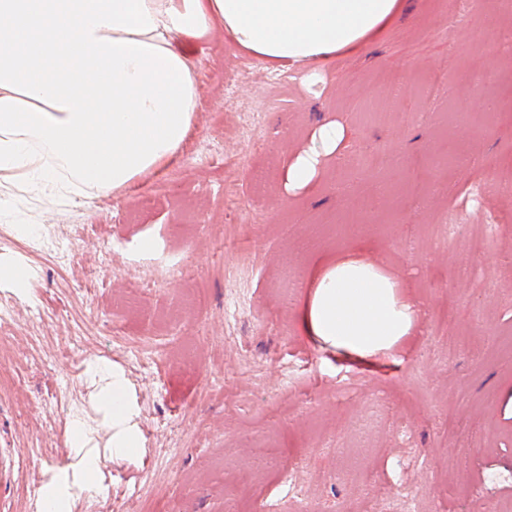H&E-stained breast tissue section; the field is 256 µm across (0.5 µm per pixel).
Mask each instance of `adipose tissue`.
Segmentation results:
<instances>
[{
    "label": "adipose tissue",
    "instance_id": "1",
    "mask_svg": "<svg viewBox=\"0 0 512 512\" xmlns=\"http://www.w3.org/2000/svg\"><path fill=\"white\" fill-rule=\"evenodd\" d=\"M399 0H0V171L43 195L81 187L115 193L177 155L194 125L197 66L173 44L223 31L238 49L302 70L306 84L336 55L391 22ZM344 138L340 124L314 131L286 166L285 187L303 190ZM395 279L358 259L310 280L298 310L306 336L360 357L394 346L422 309ZM102 401L112 451L137 455L141 440L120 372Z\"/></svg>",
    "mask_w": 512,
    "mask_h": 512
}]
</instances>
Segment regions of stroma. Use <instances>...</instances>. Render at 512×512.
Returning a JSON list of instances; mask_svg holds the SVG:
<instances>
[{
  "label": "stroma",
  "instance_id": "35a3bbf8",
  "mask_svg": "<svg viewBox=\"0 0 512 512\" xmlns=\"http://www.w3.org/2000/svg\"><path fill=\"white\" fill-rule=\"evenodd\" d=\"M192 59L195 126L156 172L81 203L0 178V512H38L40 488L79 474L87 452L104 491L71 512H225L230 498L240 512L512 503L503 0H400L389 27L312 86L220 33ZM332 122L342 148L288 194L287 160ZM479 184L491 209L471 201ZM451 212L460 230L448 240ZM347 257L419 297L417 335L359 358L304 334L310 272ZM20 266L31 276L18 283L8 271ZM91 362L128 381L137 456L112 453ZM74 420L81 451L68 443ZM255 448L273 463L251 474ZM347 466L371 485L340 476Z\"/></svg>",
  "mask_w": 512,
  "mask_h": 512
}]
</instances>
